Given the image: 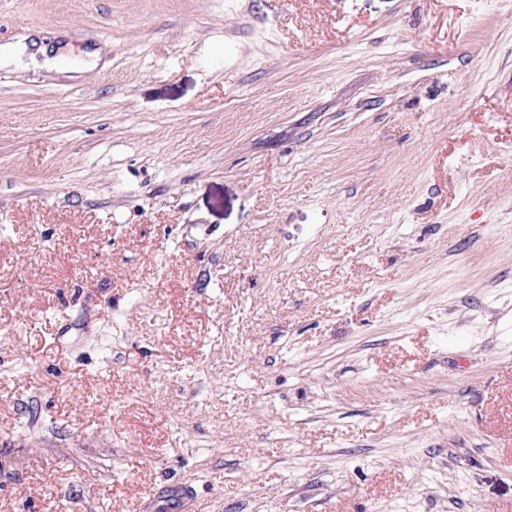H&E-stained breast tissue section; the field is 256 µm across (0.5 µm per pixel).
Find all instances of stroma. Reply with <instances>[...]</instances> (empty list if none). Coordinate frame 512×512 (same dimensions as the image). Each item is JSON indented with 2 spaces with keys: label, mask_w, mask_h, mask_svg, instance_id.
I'll use <instances>...</instances> for the list:
<instances>
[{
  "label": "stroma",
  "mask_w": 512,
  "mask_h": 512,
  "mask_svg": "<svg viewBox=\"0 0 512 512\" xmlns=\"http://www.w3.org/2000/svg\"><path fill=\"white\" fill-rule=\"evenodd\" d=\"M0 512H512V0H0ZM39 53L44 55L43 49H36L35 51H29V46L26 43H21L17 47H4L2 50V60L6 57H10L13 54H17L20 57H25L26 66H33L35 68H53L56 64V59L44 58L40 60L38 58Z\"/></svg>",
  "instance_id": "stroma-1"
}]
</instances>
